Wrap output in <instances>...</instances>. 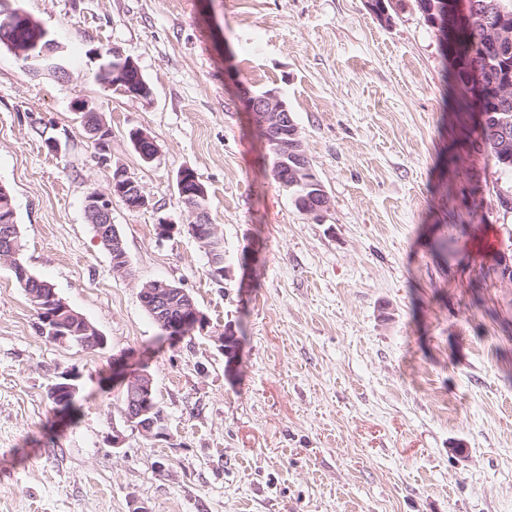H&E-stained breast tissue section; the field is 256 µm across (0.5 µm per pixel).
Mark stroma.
Returning <instances> with one entry per match:
<instances>
[{"label": "stroma", "mask_w": 512, "mask_h": 512, "mask_svg": "<svg viewBox=\"0 0 512 512\" xmlns=\"http://www.w3.org/2000/svg\"><path fill=\"white\" fill-rule=\"evenodd\" d=\"M14 5L66 71L32 75L0 49V184L22 262L106 345L38 336L0 263V512H512V174L480 149L473 94L447 84L450 55L416 0L387 21L371 0ZM109 49L149 98L96 80ZM270 88L330 198L321 218L271 176L242 95ZM80 100L112 130L110 164ZM132 129L154 140L152 161ZM114 163L150 200L112 203L125 275L85 210ZM185 168L224 241L220 282L186 229ZM153 280L188 292L206 327L163 333L140 299ZM117 364L147 367L164 437L125 424ZM65 371L79 376L71 422L48 397Z\"/></svg>", "instance_id": "stroma-1"}]
</instances>
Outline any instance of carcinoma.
<instances>
[{
	"label": "carcinoma",
	"instance_id": "1",
	"mask_svg": "<svg viewBox=\"0 0 512 512\" xmlns=\"http://www.w3.org/2000/svg\"><path fill=\"white\" fill-rule=\"evenodd\" d=\"M458 0H417L425 21L440 32L448 27L449 13ZM472 9L470 47L465 56L453 61L458 82L468 86L472 76L480 80L481 91L475 96L482 116L480 148L488 152L507 171L512 172V0H465ZM15 8L0 0V47L20 50L24 62L42 53L45 29L26 16L13 18ZM118 56L105 60L107 68L96 78L112 92L114 81L122 79L129 88L140 84L137 75L114 72L123 64Z\"/></svg>",
	"mask_w": 512,
	"mask_h": 512
}]
</instances>
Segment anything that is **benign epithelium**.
I'll return each instance as SVG.
<instances>
[{
	"mask_svg": "<svg viewBox=\"0 0 512 512\" xmlns=\"http://www.w3.org/2000/svg\"><path fill=\"white\" fill-rule=\"evenodd\" d=\"M470 22L471 14L468 5L464 2L458 3L452 18L451 35L446 41L451 57H456L467 48V45L462 43V39L470 33ZM245 105L255 125L261 127L277 145L281 157L284 159L289 157L294 161L295 166L290 168L291 176L298 181L305 180V175L311 173V169L309 158L301 140L296 135L290 141L281 139L278 135L280 129L293 124V119L277 92L257 95L249 91L245 93ZM111 138L112 129L104 122H99L93 132V139L96 141L98 148L102 150L101 160L104 163L109 161L106 153L109 151ZM116 180L119 181V187H110L109 195L106 196L99 192L90 193L86 198L85 209L100 242L109 251L119 253L124 251V248L120 233L116 225L112 224V199L116 197L121 199V202L130 210L147 208L150 201L141 185L121 165L116 166ZM312 189H314L312 194L314 198L313 208L307 210V213L321 215L330 208V199L319 179H313ZM0 222L9 225V229L0 235V261L7 264L13 269V272L23 278L26 270L19 258L21 246L18 229L12 224V218L8 214L1 217ZM196 239L205 246L210 258L211 268L214 269L224 264L223 254L220 251L223 239L219 236L216 226L202 227ZM171 294L182 298L183 317L170 323L161 322L163 331L173 336H183L196 328H204L207 323L206 317L199 311L193 298L179 287H174L165 282H156L154 287L142 289L140 299L144 308L155 315L164 309V304ZM47 298L53 302L55 311L46 315L44 314L45 304H43V301ZM47 298L35 293L29 294L33 307L42 314L40 334L52 339L62 334L66 327L65 316L71 315L72 311L56 292H51ZM83 333L84 337L79 342V346L86 349H96L104 346L103 336L90 323H84ZM74 380V375L65 372L58 377L57 383L49 387V390L57 394L60 390L65 389L70 392V397L73 398L78 393V386L73 384ZM121 384L124 397L122 410L124 422L146 437L163 436L159 421L151 416L152 409L148 407L153 389L151 374L145 369L125 373L121 377Z\"/></svg>",
	"mask_w": 512,
	"mask_h": 512,
	"instance_id": "benign-epithelium-1",
	"label": "benign epithelium"
}]
</instances>
